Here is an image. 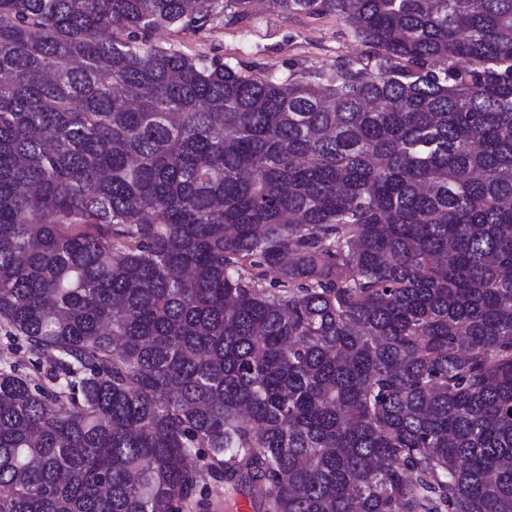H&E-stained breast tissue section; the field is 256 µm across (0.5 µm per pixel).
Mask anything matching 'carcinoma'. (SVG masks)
I'll return each instance as SVG.
<instances>
[{
	"instance_id": "1",
	"label": "carcinoma",
	"mask_w": 512,
	"mask_h": 512,
	"mask_svg": "<svg viewBox=\"0 0 512 512\" xmlns=\"http://www.w3.org/2000/svg\"><path fill=\"white\" fill-rule=\"evenodd\" d=\"M253 2L0 0V512H512V0ZM271 1L255 0L252 15L238 25L225 26L224 20L216 19L210 29L164 33L156 41L174 44L188 54L253 63L281 76L297 70L301 63L327 69L337 58L356 59L365 54L364 44L336 16L287 18Z\"/></svg>"
}]
</instances>
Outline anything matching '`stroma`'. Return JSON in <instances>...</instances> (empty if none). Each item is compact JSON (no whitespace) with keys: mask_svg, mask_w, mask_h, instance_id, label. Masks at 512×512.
Here are the masks:
<instances>
[{"mask_svg":"<svg viewBox=\"0 0 512 512\" xmlns=\"http://www.w3.org/2000/svg\"><path fill=\"white\" fill-rule=\"evenodd\" d=\"M158 42L193 55L218 56L252 63L265 72L285 76L300 65L329 68L336 59L363 56L364 44L334 16L286 17L271 0H255L251 16L228 26L210 22L200 32L164 33Z\"/></svg>","mask_w":512,"mask_h":512,"instance_id":"stroma-1","label":"stroma"}]
</instances>
